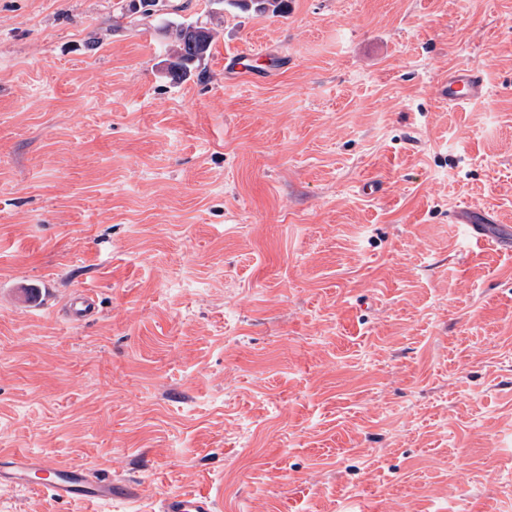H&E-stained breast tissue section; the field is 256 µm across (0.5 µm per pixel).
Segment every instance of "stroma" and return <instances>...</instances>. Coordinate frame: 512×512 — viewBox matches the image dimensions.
<instances>
[{
	"label": "stroma",
	"instance_id": "1",
	"mask_svg": "<svg viewBox=\"0 0 512 512\" xmlns=\"http://www.w3.org/2000/svg\"><path fill=\"white\" fill-rule=\"evenodd\" d=\"M160 2L178 82L130 0H0V451L116 489L0 512H512V252L454 221L512 227V0ZM286 0H213V4L220 10L233 8L239 10H251L266 15H279L283 11ZM163 29L171 38L167 67L170 78L179 81L189 77L209 52L215 38L214 30L175 22L165 24ZM487 89L479 71L470 65H460L452 69L441 88V96L448 105L484 99ZM162 512H211L212 503L203 495L174 493L166 496Z\"/></svg>",
	"mask_w": 512,
	"mask_h": 512
}]
</instances>
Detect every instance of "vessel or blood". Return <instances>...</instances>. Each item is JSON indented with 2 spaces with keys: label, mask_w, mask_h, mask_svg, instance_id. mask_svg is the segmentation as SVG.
I'll return each instance as SVG.
<instances>
[{
  "label": "vessel or blood",
  "mask_w": 512,
  "mask_h": 512,
  "mask_svg": "<svg viewBox=\"0 0 512 512\" xmlns=\"http://www.w3.org/2000/svg\"><path fill=\"white\" fill-rule=\"evenodd\" d=\"M487 89L479 71L470 65L452 69L441 88L449 105L485 98ZM41 473V490L61 499L111 501L110 482L94 479L89 470L62 464L51 457H33L17 453L0 455V490L8 486H28L29 473ZM212 503L203 495L174 493L163 500L162 512H211Z\"/></svg>",
  "instance_id": "1"
}]
</instances>
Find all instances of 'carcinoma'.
<instances>
[{
	"label": "carcinoma",
	"instance_id": "cac0c4a2",
	"mask_svg": "<svg viewBox=\"0 0 512 512\" xmlns=\"http://www.w3.org/2000/svg\"><path fill=\"white\" fill-rule=\"evenodd\" d=\"M286 0H213L219 9L254 10L259 14L276 16L283 11ZM164 30L171 38L167 72L179 81L191 75L194 68L209 52L215 38L213 29L193 24L170 22Z\"/></svg>",
	"mask_w": 512,
	"mask_h": 512
}]
</instances>
